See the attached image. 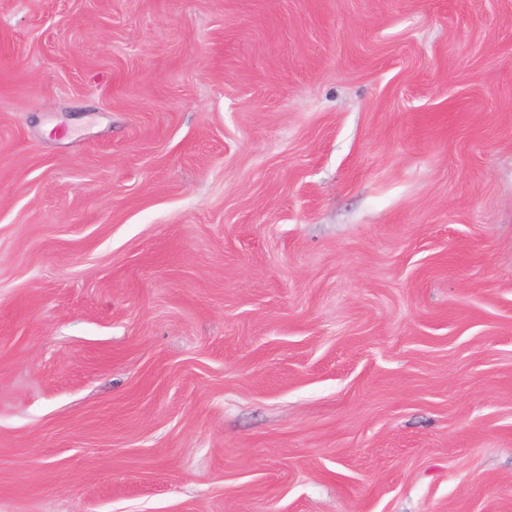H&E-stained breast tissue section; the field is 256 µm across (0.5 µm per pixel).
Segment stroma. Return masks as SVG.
Masks as SVG:
<instances>
[{"mask_svg":"<svg viewBox=\"0 0 512 512\" xmlns=\"http://www.w3.org/2000/svg\"><path fill=\"white\" fill-rule=\"evenodd\" d=\"M0 512H512V0H0Z\"/></svg>","mask_w":512,"mask_h":512,"instance_id":"stroma-1","label":"stroma"}]
</instances>
